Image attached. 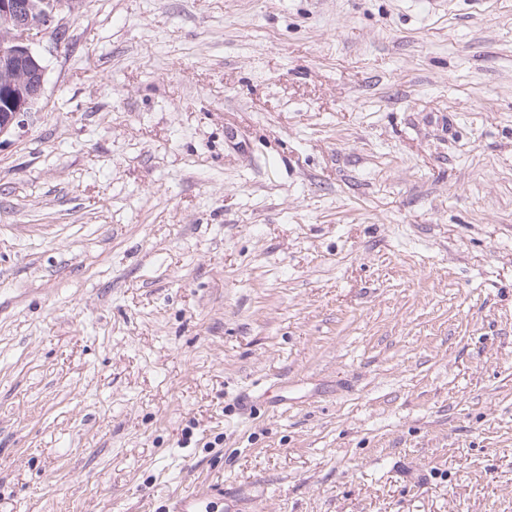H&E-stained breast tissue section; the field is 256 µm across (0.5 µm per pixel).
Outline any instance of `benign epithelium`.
Here are the masks:
<instances>
[{"label":"benign epithelium","instance_id":"7a95c632","mask_svg":"<svg viewBox=\"0 0 512 512\" xmlns=\"http://www.w3.org/2000/svg\"><path fill=\"white\" fill-rule=\"evenodd\" d=\"M81 0H0V137L37 111L46 67L33 49L56 13L73 11Z\"/></svg>","mask_w":512,"mask_h":512}]
</instances>
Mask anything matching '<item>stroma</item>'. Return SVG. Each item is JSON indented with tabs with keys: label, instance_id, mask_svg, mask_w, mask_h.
<instances>
[{
	"label": "stroma",
	"instance_id": "1",
	"mask_svg": "<svg viewBox=\"0 0 512 512\" xmlns=\"http://www.w3.org/2000/svg\"><path fill=\"white\" fill-rule=\"evenodd\" d=\"M0 137V512H512V0H82ZM209 493L195 492L175 499L171 512H209Z\"/></svg>",
	"mask_w": 512,
	"mask_h": 512
}]
</instances>
